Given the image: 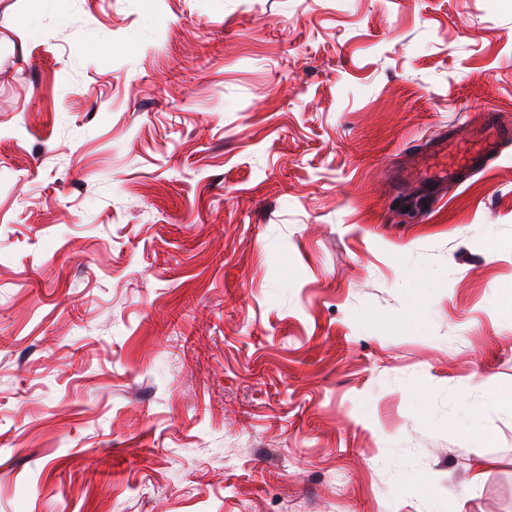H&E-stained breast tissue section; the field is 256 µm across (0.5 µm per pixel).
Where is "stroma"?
<instances>
[{"label":"stroma","mask_w":512,"mask_h":512,"mask_svg":"<svg viewBox=\"0 0 512 512\" xmlns=\"http://www.w3.org/2000/svg\"><path fill=\"white\" fill-rule=\"evenodd\" d=\"M512 0H0V512H512ZM480 124L481 126L476 132L477 149L464 165L448 164L442 168L439 175L435 174L432 162L437 159L436 156H444V146L441 144L436 151L430 149L413 154L410 171L412 177L420 179L422 184L432 189L447 180L448 183L462 184L471 174L483 171L496 159L501 144L511 141L512 126L502 123L497 114L492 112L486 113Z\"/></svg>","instance_id":"35a3bbf8"}]
</instances>
